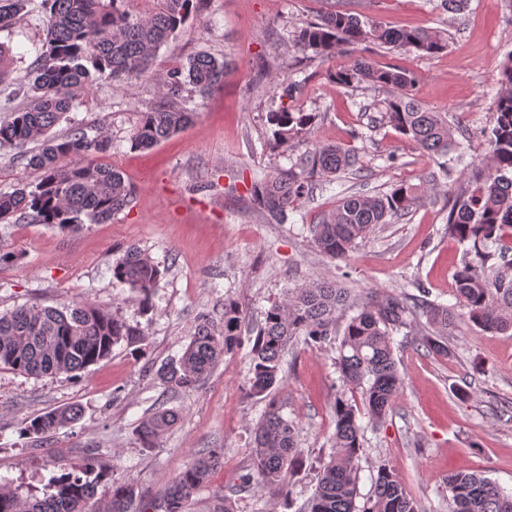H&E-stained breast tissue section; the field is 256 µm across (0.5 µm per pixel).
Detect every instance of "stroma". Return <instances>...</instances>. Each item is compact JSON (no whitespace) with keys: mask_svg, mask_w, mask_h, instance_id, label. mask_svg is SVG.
I'll use <instances>...</instances> for the list:
<instances>
[{"mask_svg":"<svg viewBox=\"0 0 512 512\" xmlns=\"http://www.w3.org/2000/svg\"><path fill=\"white\" fill-rule=\"evenodd\" d=\"M31 0L12 32L14 78H22L45 38L39 5ZM350 11L398 28L444 30L448 46L425 54L360 45V55L380 66L398 65L417 78V98L448 123L463 144L461 161L448 175L435 159L416 150L392 127H371L363 107L375 93L336 88L327 71L349 65L336 53L307 60L291 42L293 31L328 11ZM207 51L228 61L224 82L192 95L194 123L153 149L131 148L129 133L155 101L156 77L124 91L105 81L82 97L53 132L83 129L108 134L111 152L102 163L122 170L136 189L132 205L107 224L60 232L46 224L0 221V312L22 304L56 306L88 299L121 315L145 333L135 344L119 343L107 358L78 375L32 377L0 368V485L43 487L59 465L94 453L113 478L131 480L145 499H160L168 480L193 456L224 451V463L194 496L191 512H212L216 498L254 473L253 424L262 402L249 398L246 354L225 357L201 385L168 391L152 371L178 358L200 315L220 318L225 299L238 302L246 326L280 300L286 289L319 278L370 292L401 293L412 281L430 301L456 306L454 273L464 245L448 234L444 208L488 151L498 64L512 51V0H467L449 13L430 0H200L177 35L157 54L158 75ZM295 82L294 106L317 113L311 132L271 150L267 112L278 109L273 77ZM357 150L365 165L363 189L377 194L401 183L436 181L406 217L378 226L358 242L348 261L332 262L312 244L311 225L335 205L340 185L317 187L284 223L269 222L251 201L256 172L288 166L314 143ZM136 245L165 269L153 309L141 312L129 288L112 279L111 266ZM451 355L438 357L415 346L413 336H393L403 377L394 410L367 427L358 464V497L374 487L376 467L392 465L419 512H452L449 474L466 468L512 492V331L486 333L458 316L448 338ZM330 348L298 344L283 364L278 392L285 419L300 428L299 449L309 463L333 452V400L340 386ZM177 409L178 423L159 447L141 448L135 428L156 404ZM77 407L78 420L44 439L24 438L21 422L53 409ZM317 484L305 469L290 482L289 499L262 485L237 496L235 512H305Z\"/></svg>","mask_w":512,"mask_h":512,"instance_id":"obj_1","label":"stroma"}]
</instances>
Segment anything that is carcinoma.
<instances>
[{"instance_id":"obj_1","label":"carcinoma","mask_w":512,"mask_h":512,"mask_svg":"<svg viewBox=\"0 0 512 512\" xmlns=\"http://www.w3.org/2000/svg\"><path fill=\"white\" fill-rule=\"evenodd\" d=\"M28 2L0 0V32L14 27ZM126 2L41 0L46 39L29 66L27 81L18 84L27 104L0 121V147L18 150L28 165L42 171V177L34 186L0 191L1 221L12 217L75 231L86 223L105 224L131 203L134 188L123 172L99 161L112 148L108 135L90 138L82 131L49 135L79 97L101 80L130 87L151 75L158 50L185 24L193 0H156L154 11L139 15L131 13ZM293 42L321 59L340 49L351 53L363 43L426 54L448 46L438 30L393 28L363 21L347 11L320 15L316 22L294 31ZM12 58L11 47L0 42V84L11 82ZM224 68V62L203 52L170 69L159 81L156 101L133 129L131 147L150 149L191 126L196 112L187 107L185 93L212 91L221 83ZM328 78L338 88L364 84L388 90L381 101L380 121L429 156L445 158L456 147L447 115L419 102L413 93L415 77L409 70L378 66L358 55ZM267 122L273 144L282 148L314 127L316 113L284 106L268 113ZM487 137L488 156L464 177V187L448 193V234L460 244H471L475 255L454 274L460 307L476 327L496 333L512 328V262L488 265L512 252V52L500 65V88ZM34 142L41 147L29 155L27 146ZM63 157L73 162L59 164ZM362 170L358 151L317 143L290 168L255 179L251 198L269 219L280 222L313 193L317 182L330 184L342 174L359 179ZM425 191V186L400 184L385 195L343 194L336 207L312 225L315 249L330 260H347L358 241L378 225L408 215ZM162 275L160 266L135 245L127 246L112 263V279L128 286L145 310L152 308ZM350 297L349 289L328 280L290 289L265 311L256 334L248 338L242 336V309L228 299L220 322L199 316L182 355L157 372L166 388L192 390L224 357L249 345V396L264 402L251 448L256 475L244 477L231 494L218 499L212 512H234L232 496L248 490L256 479L276 494L289 496V475L303 460L298 426L283 417L276 392L283 382V357L300 339L311 348L334 347V365L343 384L333 404L334 452L319 467L307 512H417L413 496L395 469L385 463L377 467L374 494L363 506L356 505L357 461L364 434L360 418L381 423L401 391L403 379L391 347L392 334L410 327V316L420 310L432 327L422 335L420 345L445 358L449 355L448 329L456 314L420 296L372 292L342 324L339 313L349 306ZM143 336L138 327L88 299L57 307L21 306L0 313V367L35 377L76 374L107 358L120 342L134 344ZM77 418L75 407L52 410L25 420L21 434L45 437L72 426ZM179 419L177 410L162 407L137 426V439L142 447L155 448ZM222 459L223 451L214 449L187 462L164 489V512H187L188 502ZM103 482L110 487L102 500L97 491ZM448 493L452 512H512V494L478 473L449 474ZM155 510L153 503L142 501L133 483L111 478L90 456L61 468L41 492L30 489L22 497L11 488L0 487V512Z\"/></svg>"}]
</instances>
